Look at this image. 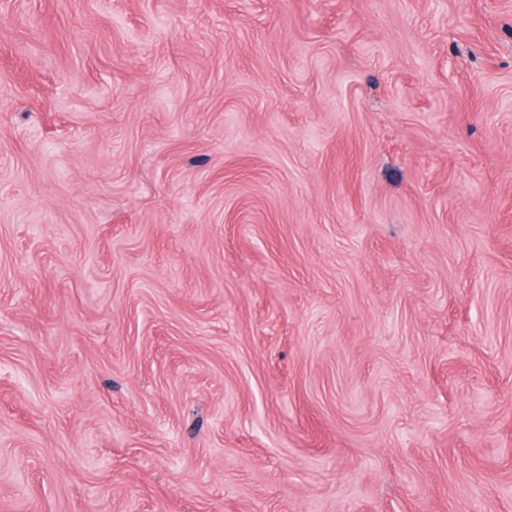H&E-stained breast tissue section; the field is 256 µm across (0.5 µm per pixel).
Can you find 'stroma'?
<instances>
[{"mask_svg": "<svg viewBox=\"0 0 512 512\" xmlns=\"http://www.w3.org/2000/svg\"><path fill=\"white\" fill-rule=\"evenodd\" d=\"M0 512H512V0H0Z\"/></svg>", "mask_w": 512, "mask_h": 512, "instance_id": "stroma-1", "label": "stroma"}]
</instances>
